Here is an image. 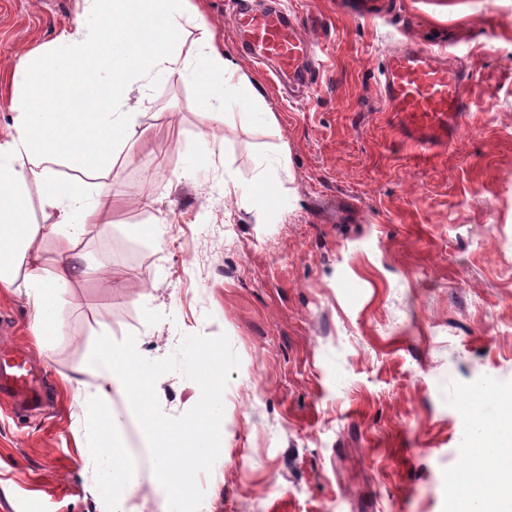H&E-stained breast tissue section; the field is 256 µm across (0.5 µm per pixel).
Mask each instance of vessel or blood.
Listing matches in <instances>:
<instances>
[{
  "mask_svg": "<svg viewBox=\"0 0 512 512\" xmlns=\"http://www.w3.org/2000/svg\"><path fill=\"white\" fill-rule=\"evenodd\" d=\"M235 19L252 59L274 61L290 81L313 87L322 48L319 40L298 32L291 15L276 8L256 12L242 0ZM379 87L387 109L402 118L407 139L423 149L451 144L472 110L466 71L427 45L389 48ZM0 401L27 413L45 403L43 373L21 350H0Z\"/></svg>",
  "mask_w": 512,
  "mask_h": 512,
  "instance_id": "vessel-or-blood-1",
  "label": "vessel or blood"
}]
</instances>
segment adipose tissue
Here are the masks:
<instances>
[{"label":"adipose tissue","instance_id":"adipose-tissue-1","mask_svg":"<svg viewBox=\"0 0 512 512\" xmlns=\"http://www.w3.org/2000/svg\"><path fill=\"white\" fill-rule=\"evenodd\" d=\"M88 24L63 31L49 45L20 59L13 71L9 109L12 125L0 133V288L22 282L35 315L37 336L58 332L54 308L59 291L81 273V257L72 245L85 232L84 220L105 223L107 199L90 197L86 181L101 172L127 143L141 139L133 92L155 79L191 83L199 111L222 122L224 106L237 99L247 75L224 57L223 45L209 31L187 40V26L198 14L189 0H86ZM70 169L63 177L58 167ZM36 183L48 223L31 217L29 183ZM58 236L53 258H43L38 244ZM78 394L90 405L92 419L80 448L83 454L109 456L113 488L99 500L100 512H134L137 487L128 477L130 461L119 446L112 420V393L122 392L138 413L146 443L165 471L170 495L193 484L195 460L203 443L224 422L214 416L208 397L192 396V416L169 422L156 408L154 388L166 377L161 360L145 362L139 347L117 348L100 341L82 369ZM501 420L480 428L475 453L456 483L452 512H505L512 491V397L499 403ZM495 466L498 479L486 476Z\"/></svg>","mask_w":512,"mask_h":512}]
</instances>
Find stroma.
Wrapping results in <instances>:
<instances>
[{"mask_svg":"<svg viewBox=\"0 0 512 512\" xmlns=\"http://www.w3.org/2000/svg\"><path fill=\"white\" fill-rule=\"evenodd\" d=\"M385 15L346 0H283L331 41L309 96L288 100L241 51L234 0H196L224 57L263 89L262 114L200 112L191 84L153 81L149 130L90 192L112 203L75 251L84 275L59 292L58 335L36 340L23 293L0 314L46 370L50 404L17 420L0 403V512H97L107 484L77 442L86 408L72 378L102 339L165 358L156 402L173 423L191 407L199 351L224 354L210 439L188 496L154 484L157 461L122 393L112 411L133 459L135 512H448V478L477 422L512 394V0H390ZM82 0H0V131L12 69L76 27ZM410 38L469 74L473 103L455 141H406L378 79ZM192 182L177 183L184 170ZM273 179L274 205L225 200L224 184ZM153 176L156 204L139 192ZM115 271L112 280L102 270Z\"/></svg>","mask_w":512,"mask_h":512,"instance_id":"35a3bbf8","label":"stroma"}]
</instances>
